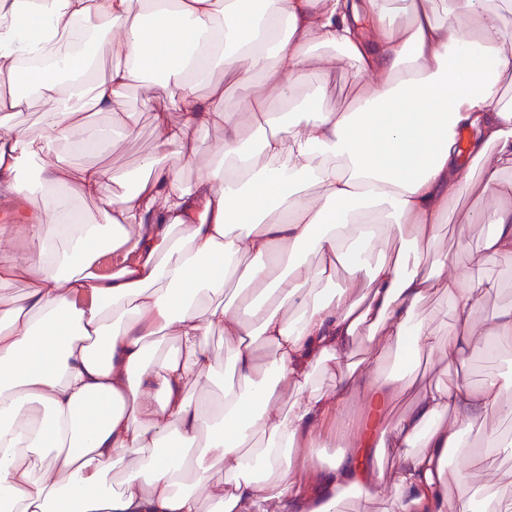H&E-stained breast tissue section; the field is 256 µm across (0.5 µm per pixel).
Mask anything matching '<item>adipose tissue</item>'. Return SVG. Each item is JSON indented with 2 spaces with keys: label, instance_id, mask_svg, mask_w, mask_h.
Wrapping results in <instances>:
<instances>
[{
  "label": "adipose tissue",
  "instance_id": "adipose-tissue-1",
  "mask_svg": "<svg viewBox=\"0 0 512 512\" xmlns=\"http://www.w3.org/2000/svg\"><path fill=\"white\" fill-rule=\"evenodd\" d=\"M511 8L0 0V77L33 92L0 94V112L33 98L53 107L44 143L94 151L100 133L87 107L111 111L160 68L181 112L173 123L154 111L158 148L136 171L76 169L59 154L33 182L18 172L37 146L23 127L0 123V197L30 245L27 258L0 256V283L29 284L22 303H0V502L12 512H346L356 499L380 512H472L479 496L485 512H512L511 492L445 468L449 449L471 447L475 426L512 417V384L489 376L476 386L468 375L475 339L512 347V304L480 318L498 281L449 271L452 253L438 248L449 200L480 192L496 204L466 221L487 230L476 248L458 234L455 251L477 267L512 256ZM78 21L98 38L94 56L56 50L49 65L20 72L43 35L67 38ZM322 46L353 78L345 109L323 106L332 70ZM113 56L118 64L99 74ZM198 81L209 84L205 97ZM232 89L248 114L226 109ZM215 124L224 142L199 160ZM171 152L197 168L191 185L165 166ZM257 153L266 165L254 164ZM121 180L129 190L112 192ZM77 197L95 201L93 219L74 215ZM107 250L114 270L105 274ZM435 292L453 311L440 331L420 311ZM217 331L224 364L207 345ZM262 343L276 355L261 369ZM401 355L447 361L456 375L431 385L388 372ZM228 372L236 388L204 410L199 391ZM320 372L329 389H314ZM360 401L389 415L375 452L393 473L361 461L360 420L347 414L339 452L307 493L298 449L316 447L324 419Z\"/></svg>",
  "mask_w": 512,
  "mask_h": 512
}]
</instances>
